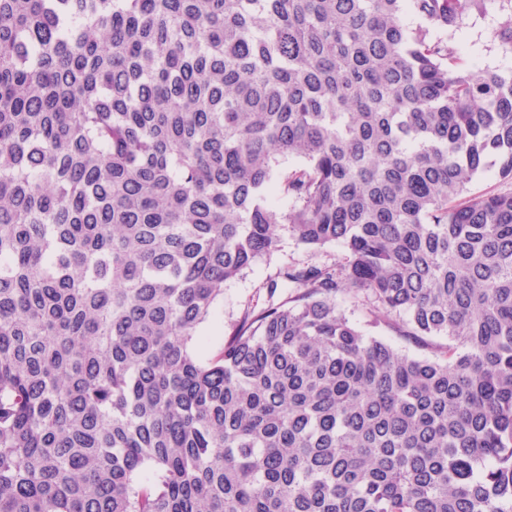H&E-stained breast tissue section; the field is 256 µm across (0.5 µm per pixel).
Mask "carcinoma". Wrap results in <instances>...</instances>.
Masks as SVG:
<instances>
[{
  "label": "carcinoma",
  "mask_w": 512,
  "mask_h": 512,
  "mask_svg": "<svg viewBox=\"0 0 512 512\" xmlns=\"http://www.w3.org/2000/svg\"><path fill=\"white\" fill-rule=\"evenodd\" d=\"M489 3L511 53L512 0H0V512H512ZM284 231L344 258L198 357ZM499 15L494 6H488L485 16H473L457 33L466 50V62L476 68L499 69L512 72V55H504L493 38V28Z\"/></svg>",
  "instance_id": "1"
}]
</instances>
